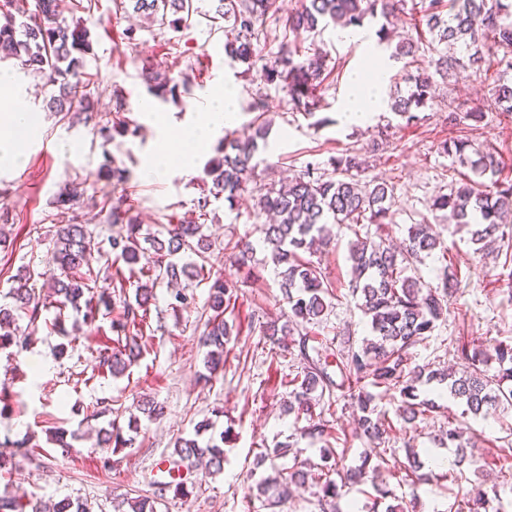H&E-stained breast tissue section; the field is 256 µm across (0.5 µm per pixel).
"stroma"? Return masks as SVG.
<instances>
[{
	"mask_svg": "<svg viewBox=\"0 0 512 512\" xmlns=\"http://www.w3.org/2000/svg\"><path fill=\"white\" fill-rule=\"evenodd\" d=\"M192 4L187 25L178 29L159 27L142 16L125 17L116 10L114 0H91L90 9L83 11L94 49L86 66L91 75L88 91L102 115L112 113L116 101H123V117L130 128L128 135L115 136L108 143L93 124L46 111L44 100L51 87L24 73L13 61H0V72L12 75L25 107L37 117L18 164L0 165V212H8L11 218L4 230L13 243L12 250L0 251V305L14 276L23 269L33 274L36 294L47 304L44 323L33 333L28 352L16 357L0 350V384L12 394L10 411L0 417V442L27 436L37 445L27 457L0 449L6 458L0 492L24 494L43 506L68 496L87 502L92 512H113V495L134 498L153 494L156 464L170 460L176 441L193 437L195 425L206 418L217 429L232 431L230 442L224 445L223 472L212 475L202 465L189 469L187 477L196 486L193 495L180 499L164 494L157 500V512H258L260 501L245 497L248 478L317 461L320 445L307 438L300 439L287 456L265 454L294 431L293 419L284 412L283 404L288 398L286 381L300 365L296 349L271 347L261 335L262 323L278 317L282 310L277 273L268 251H256L259 276L255 279L238 272L228 261V246L241 240L257 241L259 226L266 218L259 215L250 195H243L232 206L211 197L203 167L214 156L223 132L212 134L192 172L174 168L151 180L142 175L145 159L157 148L152 125L155 114L165 115L174 128L189 125L207 108L212 92L224 86L235 92L236 128L240 131L253 118L249 105L254 96L264 99L272 125L267 145L258 153L261 182L276 185L307 166L324 169L333 157L355 154L362 163L363 180H384L394 187L395 215L392 223L383 225V238L401 242L408 227L424 219L456 255L460 290L449 301L447 322L414 349L413 363L455 366L454 342L460 336L477 342L489 337L512 340V288L500 278L502 259L475 254L466 231L429 208L432 199L449 193L458 178L452 158L440 150L441 142L451 137L466 135L475 144H493L504 163L503 178L512 181V119L487 109L490 81L496 78L497 68H490L484 78L438 81L436 102L416 119L408 121L385 110L369 126L348 128L340 125L338 112L347 94L349 73L369 65L373 54H380L390 66L386 92L403 95L408 90L403 76L409 64L392 59L390 50H376L377 25L373 21H365L359 40L353 42L338 39L336 28L329 27L314 37L316 47L327 51L331 71L320 91V114L328 122L316 127L311 118L292 111L283 89L263 84L258 70L248 71L231 62L224 51L225 24L211 20L217 0H192ZM130 26L135 34L129 39L124 32ZM147 66L189 78L190 93L175 102L156 99L142 77ZM453 98L484 109L479 127H471L461 117L450 120L448 102ZM64 144L69 147L65 153L60 150ZM108 155L128 170L125 182L98 178V169ZM72 180L85 184L80 211L103 248L112 234L100 204L106 195L130 199L144 232L150 234L160 233L166 224L203 220V231L212 242L209 265L237 284L235 300L224 317L238 334L224 351L223 369L211 382L200 379L206 354L200 337L209 315V286L204 281L187 286L194 304L183 312L170 308L167 282L157 283L141 340L143 356L128 374L105 376L98 368L97 350L111 345L113 339L110 322L116 313L112 310L102 312L92 326L85 325L75 312H68L70 343L66 356L58 357L61 338L46 327L56 314L51 305L52 280L57 274L51 262L55 199L60 188ZM202 198L209 201L203 212L198 209ZM353 238L348 230L334 229L330 246L314 256L337 294L317 330L327 342L343 331L358 343L370 335L368 319L349 290V243ZM142 399L161 403L163 416L141 419L132 447H100L99 430L113 417L127 424L129 417L137 415V403ZM100 402L111 405V414L94 415ZM439 405L416 431L393 429L388 435L390 447L400 455L409 445L422 455L436 452V435L446 428L449 415L462 412L461 405L450 398L441 399ZM58 428L67 433L68 450L47 441L50 431ZM449 472L446 466L432 468L428 481L414 487L393 482L389 488L398 497L419 494L445 512L467 481L476 477L471 466L455 481Z\"/></svg>",
	"mask_w": 512,
	"mask_h": 512,
	"instance_id": "obj_1",
	"label": "stroma"
}]
</instances>
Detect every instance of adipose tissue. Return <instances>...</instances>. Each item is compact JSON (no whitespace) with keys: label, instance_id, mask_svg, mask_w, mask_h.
<instances>
[{"label":"adipose tissue","instance_id":"obj_1","mask_svg":"<svg viewBox=\"0 0 512 512\" xmlns=\"http://www.w3.org/2000/svg\"><path fill=\"white\" fill-rule=\"evenodd\" d=\"M388 64L379 59L367 69L355 70L350 77L349 93L339 120L343 126H363L374 120L383 103L380 91L387 82ZM0 100L8 102V120L0 124V162L16 161L22 154L25 134L32 121L30 113L17 100L13 93L10 75L0 74ZM236 112L231 96L216 93L206 112L200 113L193 125L178 134L181 149L177 155H170L168 143L171 139L166 128H158V138L162 146L156 157L147 160L143 171L146 176L160 177L169 171L171 165L190 171L195 167L194 160L199 144L210 134L224 127L232 126Z\"/></svg>","mask_w":512,"mask_h":512}]
</instances>
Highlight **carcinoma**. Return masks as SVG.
I'll list each match as a JSON object with an SVG mask.
<instances>
[{
    "instance_id": "carcinoma-1",
    "label": "carcinoma",
    "mask_w": 512,
    "mask_h": 512,
    "mask_svg": "<svg viewBox=\"0 0 512 512\" xmlns=\"http://www.w3.org/2000/svg\"><path fill=\"white\" fill-rule=\"evenodd\" d=\"M130 3L140 13L160 26L174 28L187 21L192 13L189 0H120ZM277 0H219L216 14L230 23V38L224 45L230 60L259 68L266 84L287 89L292 109L314 117L320 108L319 91L326 72V56L315 47L304 46L301 36L314 33L319 25L332 23L344 29L360 28L367 17H381L386 24L377 31L378 44L388 38L387 25L402 16L409 21L414 34L399 45L398 55L412 61L427 60V66L416 68L406 75L411 83L408 95L391 96L390 111L407 120L414 112L425 108L435 98L433 74L443 78L461 71H472L481 76L486 57L498 55L496 63L512 69V0H296L288 16L289 29L294 40L280 46L277 55L259 63L254 45L261 27L279 10ZM15 0H0V60L17 61L21 69L39 76L46 84L58 88V94L47 103L57 114L74 113L93 119L94 100L86 91L87 56L91 54L90 30L81 17L66 20L59 16L57 0H35V10L20 20L14 13ZM431 39H426V36ZM435 73H430L429 69ZM147 89L155 98L166 101L176 98L180 84L166 71L147 67L143 72ZM489 107L512 116V83L494 81L490 89ZM257 113L252 122V134L239 138L227 133L215 148L216 155L204 168L205 178L211 181L210 193L222 196L234 204L245 193L256 195L259 211L270 216L272 223L263 225L262 246L271 252L277 267L282 301L288 305V314L262 326L263 338L273 346L288 348L286 338L298 335L295 346L301 372L288 380V413L295 421L306 420L308 425L297 432L312 440L327 435L330 420L315 413L316 405L325 397L336 396L341 409H352L357 427L355 435L368 444L370 453L362 456L358 465H345L343 455H334L332 447L323 449L318 463L292 466L267 476L247 487V496L263 500L264 506L275 508L288 499L291 487L303 488L309 484L318 487L313 505L316 512H378L389 491L388 481L415 484L416 473L424 468L415 449L405 448V460L396 458V452H387L385 443L393 421L377 410L376 395L372 389L397 393L401 397L396 415L403 428L414 429L416 422L436 408V400L444 395L465 404L462 416H487L501 406H512V342L491 339L475 344L455 343L454 356L464 365L456 373L449 369L409 366L410 350L433 334L438 323L449 311V299L457 291L458 277L445 275L433 285L418 273V265L434 253L448 260L449 249L426 223L408 228L403 247L387 245L384 239H375L369 231L372 224H387L394 206L393 186L384 181L359 179L361 163L352 154L336 157L330 163L332 171L314 175L309 166L303 173L276 187L257 184L258 141L266 139L268 126L264 120L265 104L257 99L251 105ZM451 113L465 112L468 120L479 124L484 119L480 109H464V103L448 101ZM128 132V125L118 117L105 121L99 134L106 140L112 133ZM442 152L457 159L469 174L451 188L450 193L432 200L430 209L444 212L448 222L467 229L470 241L480 253L495 246L502 247L506 230H512V181L499 180L501 162L494 149L479 146L462 137H451L442 143ZM98 177L123 182L127 170L113 165L110 159L102 164ZM84 194L82 184L70 182L58 193L55 204L62 224L58 225L52 263L60 270L54 280L57 313L49 329L66 333L64 311L67 307L84 310L83 319L96 321L100 306H109L107 289L94 290V270L89 268V257L96 249L92 231L82 220L77 205ZM110 223L121 224L109 238L114 258L127 265H135L144 253L147 243L156 256L151 269L141 271L146 281L139 282L134 301H124L119 317L112 320V332L121 347H105L98 351V365L115 376L123 373L142 355L138 343L154 287L158 280L175 283L207 278L210 282L208 308L212 312L203 336L207 347L204 359L206 374L224 367V346L232 339L233 326L224 319V312L234 296L236 282L220 270L212 271L193 257L205 259L211 244L204 238L203 225L188 221L171 224L166 235H142V225L127 200L107 199ZM337 224L350 230L355 239L349 248L351 294L361 300L360 309L369 317L372 338L357 347L351 336L336 337V347L318 341V337L301 331L306 325L323 323L331 307L327 298L333 295L332 284L318 264L309 256L331 243L328 225ZM256 247L247 241L237 246L228 260L236 269L250 268ZM32 275L15 280L7 297L11 308L0 306V349H12L19 356L30 345L31 337L10 330L6 325L15 321L14 315L28 320L36 327L45 304L36 298L30 287ZM425 387L419 394V387ZM127 430L138 429L136 419L128 421ZM115 421L102 430L99 445L103 448H127L133 437H125L126 430ZM213 424L201 421L195 427V437L178 441L172 468L184 463L195 464L206 460L208 467L219 472L224 464V440L231 429L212 432ZM437 443L456 448L455 466L482 462L481 478L470 484L462 498L448 504L447 512H512V439L506 447L496 449V456L487 459L475 457V442L465 437L460 425L448 422V430ZM370 485L376 493L372 504H358L346 499L352 489ZM154 512L155 506L147 498L121 501L115 512ZM29 502L18 493L0 495V512H27ZM48 512H89L78 500L63 498L51 504Z\"/></svg>"
}]
</instances>
